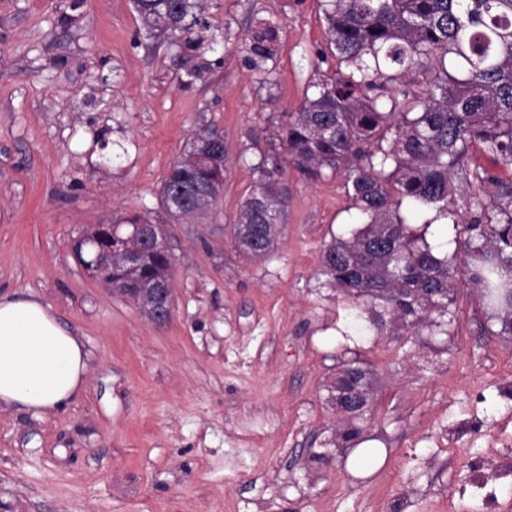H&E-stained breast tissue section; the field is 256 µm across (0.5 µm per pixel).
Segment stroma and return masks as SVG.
<instances>
[{
	"mask_svg": "<svg viewBox=\"0 0 512 512\" xmlns=\"http://www.w3.org/2000/svg\"><path fill=\"white\" fill-rule=\"evenodd\" d=\"M322 0H206L217 36L187 81L131 0H0V293L33 295L83 342L84 389L47 415L0 407V512H512V336L459 285L443 329L353 321L321 251L357 213L343 178L289 166V113L335 78ZM280 26L255 70L258 20ZM224 138V188L176 223L161 183L195 133ZM278 158L287 222L266 258L231 228L253 166ZM142 215L166 225L170 321L93 278L71 241ZM373 377L364 433L337 454L329 385ZM322 453V462L310 459Z\"/></svg>",
	"mask_w": 512,
	"mask_h": 512,
	"instance_id": "stroma-1",
	"label": "stroma"
}]
</instances>
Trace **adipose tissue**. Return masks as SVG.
Returning <instances> with one entry per match:
<instances>
[{
	"mask_svg": "<svg viewBox=\"0 0 512 512\" xmlns=\"http://www.w3.org/2000/svg\"><path fill=\"white\" fill-rule=\"evenodd\" d=\"M83 343L35 296H0V406L48 414L83 388Z\"/></svg>",
	"mask_w": 512,
	"mask_h": 512,
	"instance_id": "1",
	"label": "adipose tissue"
}]
</instances>
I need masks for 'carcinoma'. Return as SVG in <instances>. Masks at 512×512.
Returning <instances> with one entry per match:
<instances>
[{"label": "carcinoma", "mask_w": 512, "mask_h": 512, "mask_svg": "<svg viewBox=\"0 0 512 512\" xmlns=\"http://www.w3.org/2000/svg\"><path fill=\"white\" fill-rule=\"evenodd\" d=\"M149 38L164 37L192 60L216 40L203 0H132ZM329 43L345 70L315 85L282 128L289 163L307 180L328 170L341 176L360 211L347 241L334 239L321 255L327 281L357 301L354 319L374 326L439 328L458 281L481 291L500 325L512 335V178L467 172L466 159L481 151L512 170V0H324ZM279 25L265 19L248 37L253 63L276 55ZM435 72L418 90L396 83L415 70ZM224 143L203 131L190 140L169 169L160 190L164 210L189 220L182 190L204 185L201 213L216 204L224 185ZM254 189L231 230L246 257L270 255L287 219L288 185L277 162L264 157L254 167ZM480 182L466 198L479 213L469 224L454 219L455 175ZM408 201L418 215H434L415 227L398 209ZM453 218L462 250L448 255L428 240L429 228ZM147 219L133 215L112 225L129 238ZM171 257L150 252L128 270L112 266V287L134 296L143 309L149 297L135 295L147 281L170 276ZM383 312H378L376 306ZM369 317H364L365 312ZM372 401L369 371L358 360L342 364ZM361 415L346 417L337 444L357 437Z\"/></svg>", "instance_id": "1"}]
</instances>
